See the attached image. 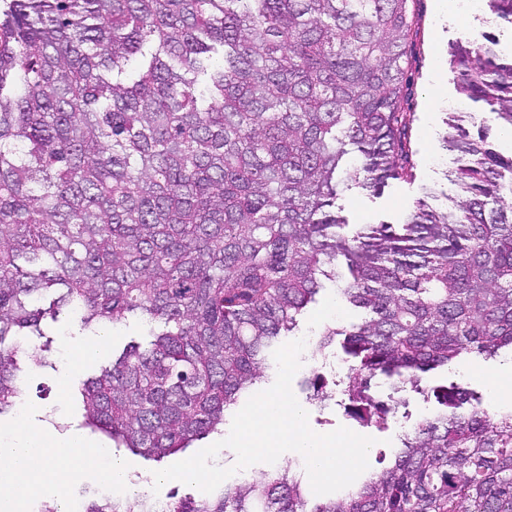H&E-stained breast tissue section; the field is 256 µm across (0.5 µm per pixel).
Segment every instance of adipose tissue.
Returning <instances> with one entry per match:
<instances>
[{"mask_svg":"<svg viewBox=\"0 0 512 512\" xmlns=\"http://www.w3.org/2000/svg\"><path fill=\"white\" fill-rule=\"evenodd\" d=\"M63 440L77 448L89 445L76 428L60 434L49 427L37 432L22 427L0 438V512H24L26 501L35 495L54 502L56 512H70L62 490L76 470L68 456L53 450Z\"/></svg>","mask_w":512,"mask_h":512,"instance_id":"ef3b65f1","label":"adipose tissue"}]
</instances>
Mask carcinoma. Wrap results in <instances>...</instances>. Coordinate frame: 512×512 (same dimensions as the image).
<instances>
[{"instance_id": "1", "label": "carcinoma", "mask_w": 512, "mask_h": 512, "mask_svg": "<svg viewBox=\"0 0 512 512\" xmlns=\"http://www.w3.org/2000/svg\"><path fill=\"white\" fill-rule=\"evenodd\" d=\"M416 0H0V416L32 338L64 311L131 344L82 382L80 427L161 460L224 427L326 283L366 313L327 324L363 426L423 374L512 351V156L452 119L462 200L398 224L337 201L415 180L404 111ZM512 23V0H487ZM459 90L512 131V58L456 42ZM358 158L352 174L342 173ZM399 434L391 464L321 499L290 461L167 512H512V409L458 384ZM108 494L84 512H150Z\"/></svg>"}]
</instances>
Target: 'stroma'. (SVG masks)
I'll return each instance as SVG.
<instances>
[{
    "label": "stroma",
    "instance_id": "stroma-1",
    "mask_svg": "<svg viewBox=\"0 0 512 512\" xmlns=\"http://www.w3.org/2000/svg\"><path fill=\"white\" fill-rule=\"evenodd\" d=\"M415 9L419 30L407 64L405 109L413 115L410 140L416 179L411 183L390 181L377 194L360 189L348 191L341 204L344 216L352 224L401 222L420 197L421 188L425 185L434 187L440 197L459 199L457 187L447 178L454 166V154L442 146L450 114L473 113L475 124L491 128L493 147L505 155L512 153V137L498 132L494 114L476 111L474 104L459 92L457 75L451 69L448 56L450 44L470 32L489 34L496 39L500 54L511 55L512 24L495 18L488 7L470 10L465 0H454L452 7L447 10L440 9L438 0H417ZM361 316L360 310L347 307L339 301L333 285H326L316 303L311 305L300 320L297 335L306 338L307 343L302 354V366L293 379L292 389L300 405L305 407L309 424L315 432L328 433L343 426L374 438L375 443L368 452V460L370 470L378 472L388 466L401 428L413 426L430 417L437 410L438 404L435 397L409 394L405 414L389 419L387 427L377 428L357 425L345 414L343 407L335 403L320 407L308 402L307 382L313 374L320 372L329 378L334 375V355L323 356L316 350L322 327L332 321L343 324L355 322ZM47 331L52 338L48 354L50 363L42 366L27 362L26 383L22 390L30 425L35 429L47 423L60 430L79 425L83 413L77 395L80 382L106 364L113 353L120 351L126 343H143L147 340L146 327L133 319L112 327L109 331L111 341L107 348L87 358L82 355L81 349L86 342L92 340L93 335L82 330L76 322L63 317L58 322L48 324ZM511 366V356L486 360L474 355L432 371L428 375V384L432 387L453 382L462 384L484 394L485 405L497 411L501 405L488 395L487 375L491 371ZM217 440L214 434L205 437L189 448L164 458L160 463L131 453L126 448L120 449L119 454L126 457L131 465L133 484L141 486L143 494L149 496L156 491L151 479L160 466L185 460Z\"/></svg>",
    "mask_w": 512,
    "mask_h": 512
}]
</instances>
